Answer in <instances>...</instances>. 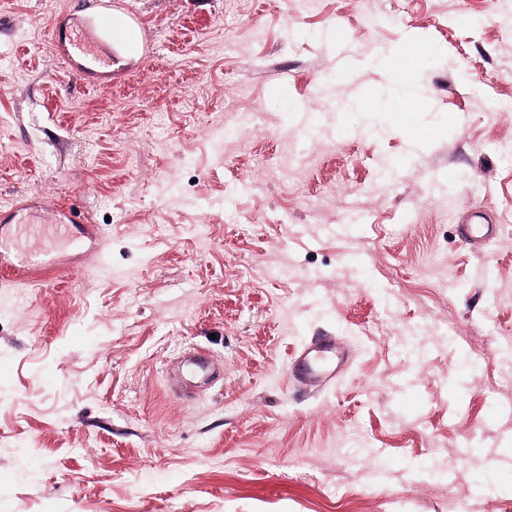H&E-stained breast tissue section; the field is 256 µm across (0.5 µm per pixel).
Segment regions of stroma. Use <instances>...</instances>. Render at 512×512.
I'll list each match as a JSON object with an SVG mask.
<instances>
[{"label":"stroma","instance_id":"obj_1","mask_svg":"<svg viewBox=\"0 0 512 512\" xmlns=\"http://www.w3.org/2000/svg\"><path fill=\"white\" fill-rule=\"evenodd\" d=\"M130 5L154 56L88 87L90 0H0L1 252L57 264L0 284V512H512V0ZM71 26L69 30H53L52 39L59 55L66 61L76 62L78 56L94 54L97 51L95 42H91L82 34L75 32ZM332 337H325L303 345L291 363L292 376L300 383H314L326 387L336 382L351 362L352 353L336 350ZM183 365L188 367L192 375L203 379L211 378L215 372V366L210 355L197 349L184 359Z\"/></svg>","mask_w":512,"mask_h":512}]
</instances>
